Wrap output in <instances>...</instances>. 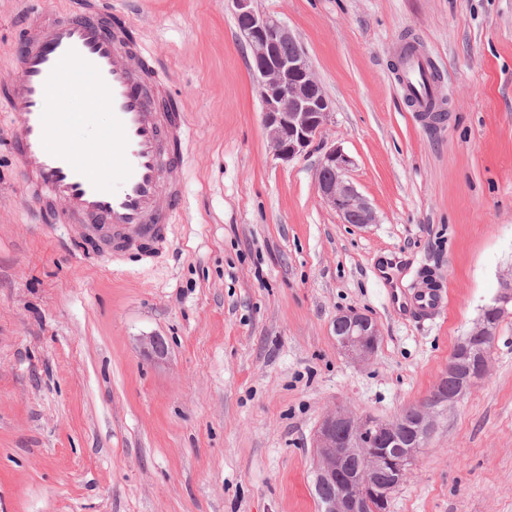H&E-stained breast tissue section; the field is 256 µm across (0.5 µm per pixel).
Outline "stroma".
Listing matches in <instances>:
<instances>
[{"instance_id": "obj_1", "label": "stroma", "mask_w": 512, "mask_h": 512, "mask_svg": "<svg viewBox=\"0 0 512 512\" xmlns=\"http://www.w3.org/2000/svg\"><path fill=\"white\" fill-rule=\"evenodd\" d=\"M70 2L0 0V84L22 14ZM123 2L187 114V207L153 263L82 258L26 195L0 111V512H321L313 436L326 413L389 420L423 401L512 285V0H255L332 104L287 163L232 0ZM408 42L436 63L441 126L395 84ZM335 144L376 223H343L321 198L318 162ZM427 265L448 307L417 324L387 288L415 287ZM349 309L379 327L365 364L336 344ZM152 336L165 356L145 352ZM388 512H512V314Z\"/></svg>"}]
</instances>
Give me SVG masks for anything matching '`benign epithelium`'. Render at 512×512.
Masks as SVG:
<instances>
[{"label": "benign epithelium", "mask_w": 512, "mask_h": 512, "mask_svg": "<svg viewBox=\"0 0 512 512\" xmlns=\"http://www.w3.org/2000/svg\"><path fill=\"white\" fill-rule=\"evenodd\" d=\"M253 2L234 0L235 20L251 51V71L274 156L290 162L320 135L331 105L297 38L284 23L257 11ZM289 44L295 47L290 53L284 50ZM351 165L352 159L342 148L328 149L319 163L318 191L345 223L364 227L375 223V214L347 179ZM510 305L512 293L500 295L483 309L470 335L456 345L437 382L439 387L453 382L440 405L423 401L394 420L360 418L341 405L324 416L314 438L316 481L334 487V494L325 500L324 512H374L375 503L390 498L410 473L417 449L395 453L369 450L363 446V438L369 431L393 438L409 418L421 439L429 437L439 406L460 400L485 375L498 321L508 314ZM333 328L338 344L351 359L366 362L376 352L379 329L366 313L356 309L341 312ZM378 471L390 472L392 480L375 484L373 475Z\"/></svg>", "instance_id": "1"}]
</instances>
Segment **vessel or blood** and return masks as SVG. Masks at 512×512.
Wrapping results in <instances>:
<instances>
[{"label":"vessel or blood","instance_id":"1","mask_svg":"<svg viewBox=\"0 0 512 512\" xmlns=\"http://www.w3.org/2000/svg\"><path fill=\"white\" fill-rule=\"evenodd\" d=\"M106 0H77L62 11H30L18 32L16 74L0 85V105L15 126L11 142L26 192L45 220L69 237L97 242L103 255L151 259L166 248L169 226L184 208L179 173L190 127L171 94V78L112 21ZM429 55H413L399 83L427 113L440 95ZM92 90L90 110L74 114L70 88ZM91 133L98 156L88 160L74 126ZM406 317L433 318L447 300L434 271L417 288L388 291Z\"/></svg>","mask_w":512,"mask_h":512}]
</instances>
